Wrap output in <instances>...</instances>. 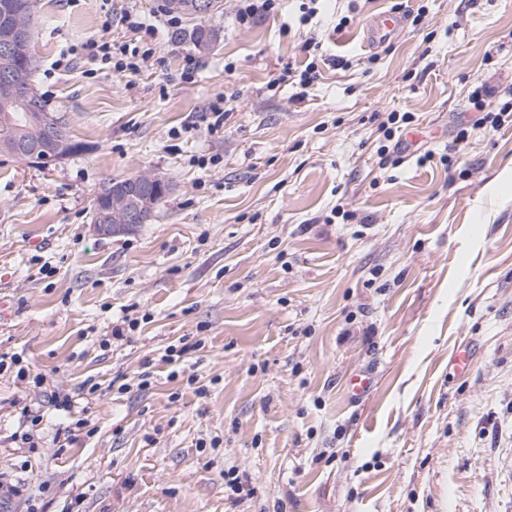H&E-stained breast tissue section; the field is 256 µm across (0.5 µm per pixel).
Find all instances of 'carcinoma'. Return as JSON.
<instances>
[{
	"label": "carcinoma",
	"mask_w": 512,
	"mask_h": 512,
	"mask_svg": "<svg viewBox=\"0 0 512 512\" xmlns=\"http://www.w3.org/2000/svg\"><path fill=\"white\" fill-rule=\"evenodd\" d=\"M195 0H164V6L170 12L181 15H196ZM0 18L4 20V30L20 27L32 32L35 21L33 0H0ZM35 59L33 54L21 58H9L0 49V71L9 72L16 91H27L33 84ZM48 112L63 120L68 132L66 156L83 154L86 146L71 135V126L65 113L59 111L40 94L33 93L25 97L18 95L0 96V153L17 155V148L34 140L37 129L31 125L32 117Z\"/></svg>",
	"instance_id": "obj_1"
}]
</instances>
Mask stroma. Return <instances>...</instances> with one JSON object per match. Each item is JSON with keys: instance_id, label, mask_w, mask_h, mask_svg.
<instances>
[{"instance_id": "1", "label": "stroma", "mask_w": 512, "mask_h": 512, "mask_svg": "<svg viewBox=\"0 0 512 512\" xmlns=\"http://www.w3.org/2000/svg\"><path fill=\"white\" fill-rule=\"evenodd\" d=\"M396 2L364 0L339 32L347 0H324L313 34L298 0L248 28L227 2L147 33L120 17L154 23L161 0H34V87L86 151L42 168L0 154V354L27 374L0 376L13 512H512V126L471 102L483 87L488 110L512 103V0H409L427 6L421 25L369 45ZM200 24L219 33L205 48ZM103 31L156 55L136 76L78 55ZM310 61L306 96L270 87ZM391 112L413 113L415 140L385 168ZM140 174L170 187L155 220L97 235L100 186ZM127 316L136 329L113 339ZM182 338L206 398L160 360ZM365 368L376 387L355 403L346 379ZM88 379L106 395L69 414L49 403ZM80 417L95 432L59 447ZM229 468L250 496L225 488Z\"/></svg>"}]
</instances>
